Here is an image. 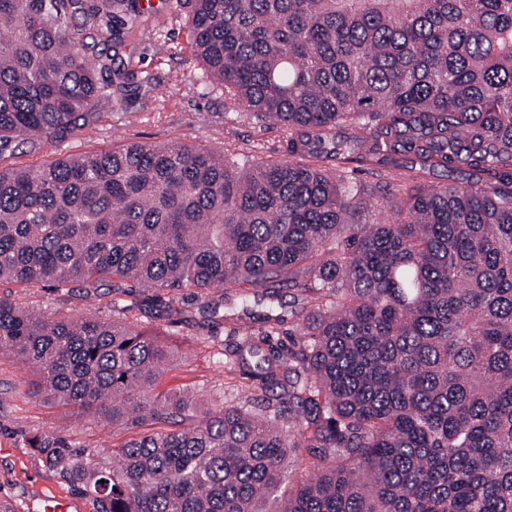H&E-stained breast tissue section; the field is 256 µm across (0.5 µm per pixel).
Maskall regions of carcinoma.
Instances as JSON below:
<instances>
[{"label": "carcinoma", "mask_w": 512, "mask_h": 512, "mask_svg": "<svg viewBox=\"0 0 512 512\" xmlns=\"http://www.w3.org/2000/svg\"><path fill=\"white\" fill-rule=\"evenodd\" d=\"M189 7L200 79L283 125L293 159L132 140L22 161L129 121L153 77L115 59L149 19L132 0H0V351L29 394L131 433L29 446L93 512H512V178H486L512 166V0ZM406 153L468 178L370 192L317 165ZM45 286L112 320L15 292ZM281 288L304 302L299 338L243 402L160 388L177 354L140 324L154 299L188 324L181 293L220 290L216 309ZM276 330L239 325L238 353ZM298 448L315 473L290 483ZM26 303L33 309L46 315L82 316L86 312H94L99 318L112 320V311L105 307H97L86 300L78 288L67 292L53 287L38 288L25 295Z\"/></svg>", "instance_id": "1"}]
</instances>
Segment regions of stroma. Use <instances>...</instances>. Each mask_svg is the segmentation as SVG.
Returning a JSON list of instances; mask_svg holds the SVG:
<instances>
[{"label":"stroma","mask_w":512,"mask_h":512,"mask_svg":"<svg viewBox=\"0 0 512 512\" xmlns=\"http://www.w3.org/2000/svg\"><path fill=\"white\" fill-rule=\"evenodd\" d=\"M159 23L158 34L144 33L132 42L134 60L150 71L154 84L150 91L134 96L128 108L136 114L134 124L113 123L100 131H75L62 147L63 152L108 149L130 138L165 142L181 140L213 148H230L265 160L291 159L286 129L279 124L258 126L232 110L223 95L210 91L197 78L198 64L185 51V15L174 9L172 0H147L145 5ZM176 46L177 54L157 51V39ZM26 303L47 315L82 316L95 312L99 318L112 317L110 309L93 307L81 291L39 288L25 296ZM182 307L188 323H161L160 328L179 358L164 374L165 388L206 390L232 401L258 386L261 370L256 358L241 364L217 366L212 355L221 350L231 355L238 341L233 333L236 319L261 328L266 316L280 320L275 344L286 345L297 336L300 308L290 293L280 301L228 307L223 319L213 318L207 298L184 296ZM31 374L13 354L0 352V503L15 512H45L46 507L65 501L69 512H92L90 499L58 473L48 469L27 440L37 433L63 436L72 446L103 448L124 441L127 433L106 423L74 418L67 408L28 395Z\"/></svg>","instance_id":"1"}]
</instances>
